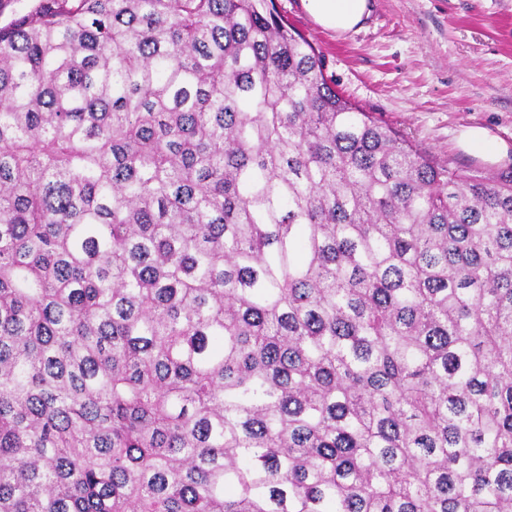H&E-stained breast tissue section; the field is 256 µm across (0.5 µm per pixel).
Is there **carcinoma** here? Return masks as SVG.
<instances>
[{
    "instance_id": "1",
    "label": "carcinoma",
    "mask_w": 512,
    "mask_h": 512,
    "mask_svg": "<svg viewBox=\"0 0 512 512\" xmlns=\"http://www.w3.org/2000/svg\"><path fill=\"white\" fill-rule=\"evenodd\" d=\"M0 512H512V171L352 104L275 0H38Z\"/></svg>"
}]
</instances>
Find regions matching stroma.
Listing matches in <instances>:
<instances>
[{"label": "stroma", "instance_id": "stroma-1", "mask_svg": "<svg viewBox=\"0 0 512 512\" xmlns=\"http://www.w3.org/2000/svg\"><path fill=\"white\" fill-rule=\"evenodd\" d=\"M351 103L434 159L487 178L512 170V0H371L362 26L323 29L302 0H275ZM486 128L509 151L497 162L461 150Z\"/></svg>", "mask_w": 512, "mask_h": 512}]
</instances>
